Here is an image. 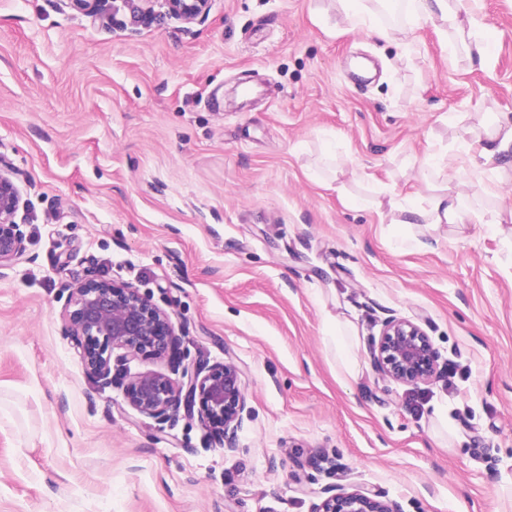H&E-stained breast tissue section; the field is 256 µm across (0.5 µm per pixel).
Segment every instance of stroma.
Instances as JSON below:
<instances>
[{"label": "stroma", "mask_w": 512, "mask_h": 512, "mask_svg": "<svg viewBox=\"0 0 512 512\" xmlns=\"http://www.w3.org/2000/svg\"><path fill=\"white\" fill-rule=\"evenodd\" d=\"M477 22L482 69L409 14L401 39L348 33L338 0H211L194 23L0 0V158L25 237L0 271V512H313L331 485L397 512H512V169L488 162L499 195L469 200L499 225L399 210L512 120V0ZM91 273L150 293L186 363L240 368L235 451L85 375L62 312ZM330 318L354 328L357 379ZM389 318L430 336L439 379L374 370ZM349 329L347 324L336 319L328 325L327 337L344 379L354 380L358 376V367L352 345L348 341Z\"/></svg>", "instance_id": "obj_1"}]
</instances>
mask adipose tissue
Here are the masks:
<instances>
[{
	"mask_svg": "<svg viewBox=\"0 0 512 512\" xmlns=\"http://www.w3.org/2000/svg\"><path fill=\"white\" fill-rule=\"evenodd\" d=\"M409 7L413 15L438 22L441 32L451 34L464 50L469 66L486 64L488 42L466 10L464 0H409ZM492 160L512 164V122L497 123L480 141L478 149L467 153L465 160H458L452 155L448 160L437 162L435 168L444 175L447 186L410 206L408 213L411 219L432 226L497 223L496 213L469 209L465 195L450 188L451 181L458 178L462 167H469L471 172L479 174L485 163Z\"/></svg>",
	"mask_w": 512,
	"mask_h": 512,
	"instance_id": "1",
	"label": "adipose tissue"
}]
</instances>
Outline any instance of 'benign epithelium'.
Segmentation results:
<instances>
[{
	"mask_svg": "<svg viewBox=\"0 0 512 512\" xmlns=\"http://www.w3.org/2000/svg\"><path fill=\"white\" fill-rule=\"evenodd\" d=\"M144 11L158 7L185 22L202 19L210 0H142ZM21 190L12 169L0 163V269L21 257L24 235L16 218ZM63 331L79 350L84 373L103 386L113 383L112 359L138 356L167 359L171 373H135L122 383L126 403L163 423L184 413L197 417L208 437L232 451L229 439L241 427L246 407L242 372L232 362L181 365L178 331L171 315L128 281L89 275L71 289L63 312ZM371 355L374 367L397 382L418 385L439 373L438 353L419 324L386 321ZM314 512H396L378 495L329 486Z\"/></svg>",
	"mask_w": 512,
	"mask_h": 512,
	"instance_id": "obj_1",
	"label": "benign epithelium"
}]
</instances>
